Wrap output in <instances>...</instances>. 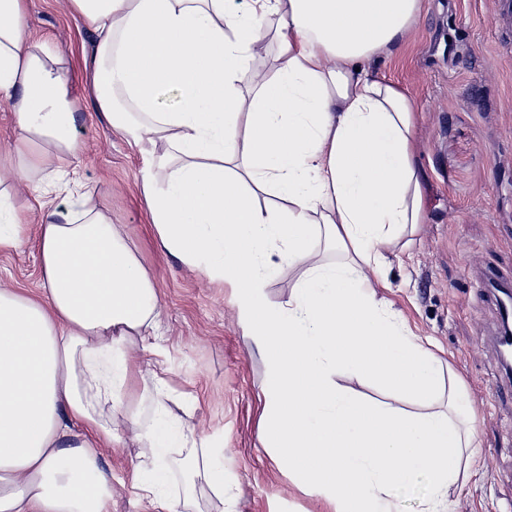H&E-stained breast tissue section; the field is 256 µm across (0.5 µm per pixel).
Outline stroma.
<instances>
[{"label":"stroma","mask_w":512,"mask_h":512,"mask_svg":"<svg viewBox=\"0 0 512 512\" xmlns=\"http://www.w3.org/2000/svg\"><path fill=\"white\" fill-rule=\"evenodd\" d=\"M28 27L64 55L78 105L74 161L94 203L123 225L163 306L164 367L179 417L197 439L224 447L229 512H330L264 448L260 418L265 361L248 345L230 288L189 269L158 244L148 222L142 176L152 146L116 134L91 109L92 77L83 60L94 34L69 0H27ZM373 72L404 92L417 112L415 157L423 222L406 259L390 258L377 289L406 328L455 376L477 416V442L465 482L450 487L451 512H512V398L499 396L500 360L491 341L496 307L485 274L512 280V20L493 17V0H423L411 38L376 57ZM0 283L38 288L33 243L0 253ZM338 383L389 410L422 412L368 376L340 369ZM140 453L134 444L104 449L116 480L112 512H139L123 480Z\"/></svg>","instance_id":"stroma-1"}]
</instances>
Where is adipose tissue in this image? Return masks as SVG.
Segmentation results:
<instances>
[{
  "instance_id": "obj_1",
  "label": "adipose tissue",
  "mask_w": 512,
  "mask_h": 512,
  "mask_svg": "<svg viewBox=\"0 0 512 512\" xmlns=\"http://www.w3.org/2000/svg\"><path fill=\"white\" fill-rule=\"evenodd\" d=\"M71 3L97 36L84 61L94 110L165 146L142 183L162 247L236 291L268 366L266 447L335 512H392L390 490L421 471L427 512H447L474 416L453 421V398L444 411H387L333 379L345 366L427 403L445 390L440 362L369 279L423 220L413 104L369 68L408 39L421 0ZM271 15L272 75L248 66ZM27 30L26 0H0V103L19 128L0 150V252L31 239L41 264L38 291L0 286V512H112L100 457L126 432L144 449L127 474L142 512H191L199 484L224 512L223 448L185 432L167 380L136 360L166 355L158 295L121 225L59 166L77 151L76 106L63 56ZM167 87L180 105L157 111ZM261 194L285 208L259 206ZM325 244L339 261L322 262ZM284 260L303 274L276 308L264 287Z\"/></svg>"
}]
</instances>
